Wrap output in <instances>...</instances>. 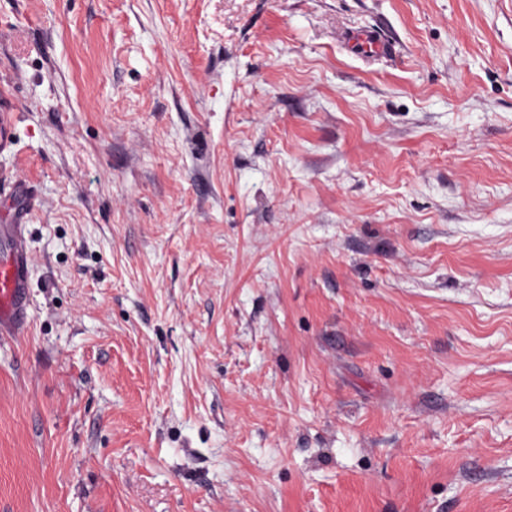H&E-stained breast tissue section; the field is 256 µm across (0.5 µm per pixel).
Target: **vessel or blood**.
Segmentation results:
<instances>
[{
	"label": "vessel or blood",
	"mask_w": 512,
	"mask_h": 512,
	"mask_svg": "<svg viewBox=\"0 0 512 512\" xmlns=\"http://www.w3.org/2000/svg\"><path fill=\"white\" fill-rule=\"evenodd\" d=\"M351 50L371 58L385 49L380 35L360 29L349 36ZM24 211H16L12 223L0 225V333L20 335L27 323V281L30 256L24 239Z\"/></svg>",
	"instance_id": "vessel-or-blood-1"
}]
</instances>
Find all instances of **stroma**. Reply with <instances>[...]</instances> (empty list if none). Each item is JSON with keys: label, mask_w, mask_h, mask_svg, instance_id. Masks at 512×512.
I'll list each match as a JSON object with an SVG mask.
<instances>
[{"label": "stroma", "mask_w": 512, "mask_h": 512, "mask_svg": "<svg viewBox=\"0 0 512 512\" xmlns=\"http://www.w3.org/2000/svg\"><path fill=\"white\" fill-rule=\"evenodd\" d=\"M0 99V512H512V0H0ZM348 42L354 53L367 58L379 55L386 46L380 35L376 31L369 29L351 32ZM26 213L16 211L14 224L0 225V333L20 335L27 323L30 256L24 239Z\"/></svg>", "instance_id": "obj_1"}]
</instances>
